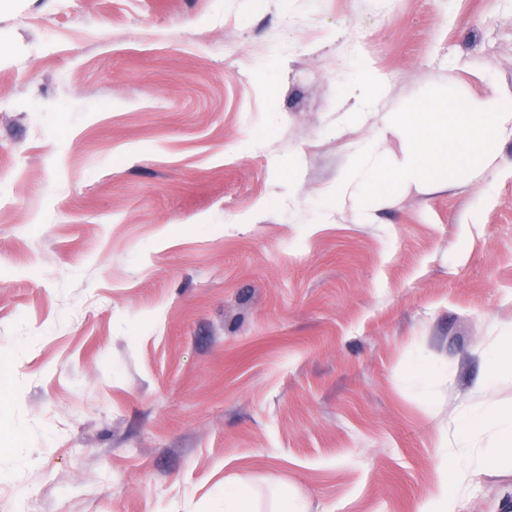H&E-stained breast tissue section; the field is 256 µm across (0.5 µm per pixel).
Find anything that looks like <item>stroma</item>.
<instances>
[{
    "label": "stroma",
    "instance_id": "stroma-1",
    "mask_svg": "<svg viewBox=\"0 0 512 512\" xmlns=\"http://www.w3.org/2000/svg\"><path fill=\"white\" fill-rule=\"evenodd\" d=\"M376 113L512 100V0H0V512H415L512 412V136L325 219ZM512 458L460 512H508ZM252 490L243 480L225 481L224 512H253Z\"/></svg>",
    "mask_w": 512,
    "mask_h": 512
}]
</instances>
